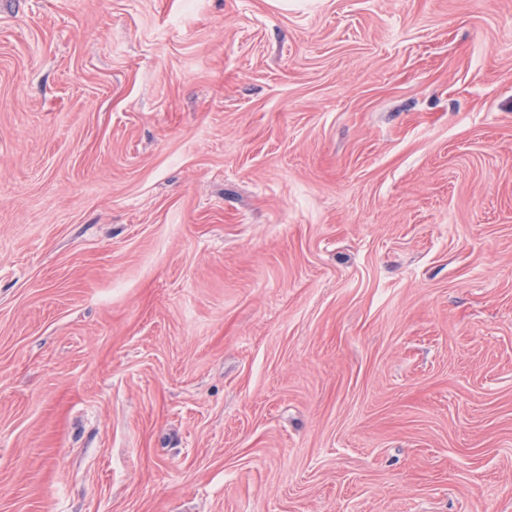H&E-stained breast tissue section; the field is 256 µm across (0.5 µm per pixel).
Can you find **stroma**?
I'll use <instances>...</instances> for the list:
<instances>
[{"label":"stroma","instance_id":"stroma-1","mask_svg":"<svg viewBox=\"0 0 512 512\" xmlns=\"http://www.w3.org/2000/svg\"><path fill=\"white\" fill-rule=\"evenodd\" d=\"M0 512H512V0H0Z\"/></svg>","mask_w":512,"mask_h":512}]
</instances>
